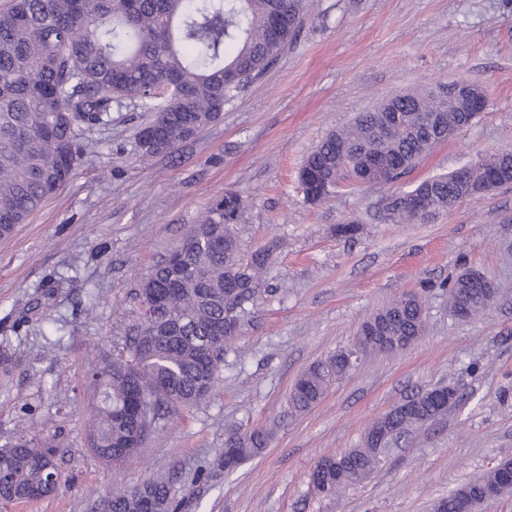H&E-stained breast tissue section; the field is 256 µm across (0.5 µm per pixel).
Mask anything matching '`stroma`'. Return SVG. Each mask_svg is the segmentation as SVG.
Returning <instances> with one entry per match:
<instances>
[{"label":"stroma","instance_id":"1","mask_svg":"<svg viewBox=\"0 0 512 512\" xmlns=\"http://www.w3.org/2000/svg\"><path fill=\"white\" fill-rule=\"evenodd\" d=\"M478 86L486 110L390 184L343 187L308 203L303 158L357 113L399 92ZM130 103L86 133L69 184L0 238V445L20 432L54 438L57 491L0 512H100L102 496L169 476L183 512H431L459 484L512 458V187L429 222L394 224L382 198L512 148V0H309L278 63L221 118L170 154L142 159ZM246 201L244 253L271 260L242 332L225 348L212 395L162 421L145 451L114 468L89 446L88 373L111 362L140 323L136 292L225 190ZM359 224L352 238L337 225ZM472 270L497 289L461 319L443 284ZM424 300L426 331L409 348L361 356L304 414L298 376L353 348L364 318L391 300ZM437 385L458 401L402 438L369 479L331 498L310 474L357 447L368 425ZM262 430L263 450L230 473L195 480L229 432Z\"/></svg>","mask_w":512,"mask_h":512}]
</instances>
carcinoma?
Returning a JSON list of instances; mask_svg holds the SVG:
<instances>
[{"instance_id":"cac0c4a2","label":"carcinoma","mask_w":512,"mask_h":512,"mask_svg":"<svg viewBox=\"0 0 512 512\" xmlns=\"http://www.w3.org/2000/svg\"><path fill=\"white\" fill-rule=\"evenodd\" d=\"M305 0H0V237L27 222L44 201L71 177L87 131L111 117L125 101L138 103L162 123L163 148H141L152 157L174 150L192 129L210 125L250 82L276 64L288 43L296 40ZM485 98L475 91L462 111L448 105L440 87L397 94L347 126L328 134L303 160L299 178L310 203L326 200L340 183L362 181L374 165L391 183L416 160L445 140L437 123L458 133L484 111ZM404 120L390 126L391 113ZM485 177L512 185V163L500 150L477 164ZM429 211L412 208L402 194L382 200V211L394 223L425 222L457 203L474 198L473 190L446 175L432 178ZM245 204L235 191L211 208L180 246L186 262L173 270L168 261L155 267L139 288L138 299L162 301L140 312V327L112 362L89 373L93 419L92 449L117 467L138 455L139 428L154 432L160 421L204 401L218 384L226 347L240 332L238 315H228L226 285L237 280L238 306L260 290L259 274L271 252L241 253L235 231ZM477 274L464 271L448 283L452 312L467 319L485 311L497 294L476 286ZM385 321L395 342L424 330L420 297L407 295L372 313L364 324ZM350 367L338 351L317 362L296 380L292 407L304 412L318 404L328 387ZM418 396L415 412L392 409L365 430L362 446L343 454L341 478L324 479L335 494L362 482L381 455L410 430L436 421L427 418L436 391ZM384 431L380 447L374 437ZM265 437L259 431L230 433L222 453L240 463L259 454ZM56 464L49 438L16 435L0 448V506L42 498L58 483L48 481L37 460ZM492 470L459 485L433 504V512H481L484 493L499 498L512 493V481ZM167 512H182L184 502L172 494L169 480L151 477L134 488H116L103 500L101 512H142L144 498Z\"/></svg>"}]
</instances>
